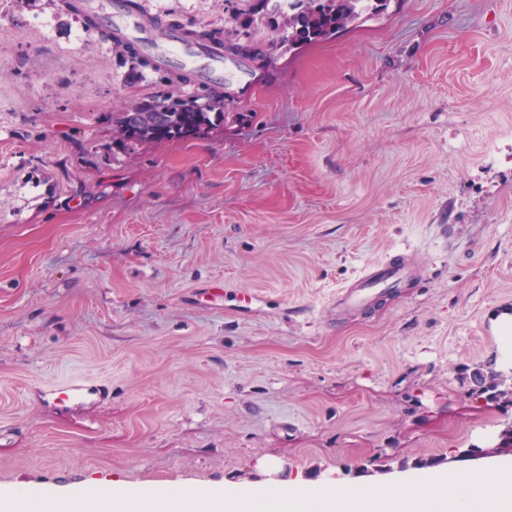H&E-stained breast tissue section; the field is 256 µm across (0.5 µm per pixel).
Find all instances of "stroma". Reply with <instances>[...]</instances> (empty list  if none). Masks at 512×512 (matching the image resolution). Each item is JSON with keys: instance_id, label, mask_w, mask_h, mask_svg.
Here are the masks:
<instances>
[{"instance_id": "stroma-1", "label": "stroma", "mask_w": 512, "mask_h": 512, "mask_svg": "<svg viewBox=\"0 0 512 512\" xmlns=\"http://www.w3.org/2000/svg\"><path fill=\"white\" fill-rule=\"evenodd\" d=\"M227 88L245 121L123 148L113 113L165 84L58 0H0V495L505 456L512 406L473 374L512 367V0H388ZM398 255V288L334 310ZM71 379L112 395L40 400Z\"/></svg>"}]
</instances>
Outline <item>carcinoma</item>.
I'll use <instances>...</instances> for the list:
<instances>
[{"label":"carcinoma","mask_w":512,"mask_h":512,"mask_svg":"<svg viewBox=\"0 0 512 512\" xmlns=\"http://www.w3.org/2000/svg\"><path fill=\"white\" fill-rule=\"evenodd\" d=\"M231 4L224 23V58L267 64L303 43L325 40L354 22L367 8L366 0H226ZM144 68L133 66L142 79L145 71L163 73L173 90L143 97L135 103L144 113L162 116L159 122L134 125L130 112L112 113V131L128 148L177 136L200 135L224 123L227 94L205 85L206 95L189 92L190 74L162 69L145 56Z\"/></svg>","instance_id":"cac0c4a2"}]
</instances>
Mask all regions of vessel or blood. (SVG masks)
<instances>
[{
	"mask_svg": "<svg viewBox=\"0 0 512 512\" xmlns=\"http://www.w3.org/2000/svg\"><path fill=\"white\" fill-rule=\"evenodd\" d=\"M79 14L90 16L118 39L135 42L150 35L146 47L160 64L194 67L199 78L220 83L224 74V53L219 48L193 49L176 31L158 24L155 16L128 8L126 0H76ZM405 263L395 259L366 266L336 296L340 307L366 305L386 289L397 286L407 275Z\"/></svg>",
	"mask_w": 512,
	"mask_h": 512,
	"instance_id": "1",
	"label": "vessel or blood"
}]
</instances>
